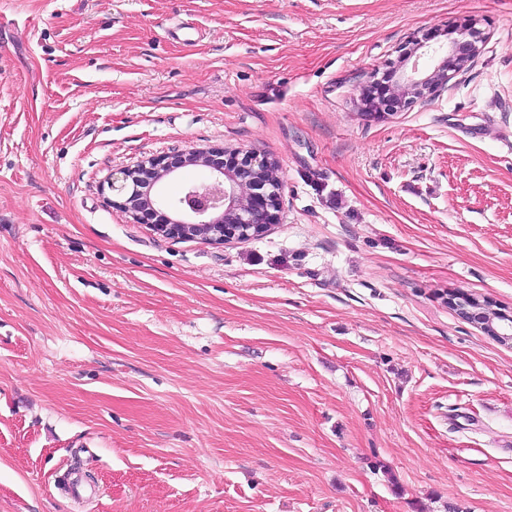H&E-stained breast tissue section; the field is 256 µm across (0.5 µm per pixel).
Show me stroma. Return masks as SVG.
<instances>
[{
	"label": "stroma",
	"instance_id": "1",
	"mask_svg": "<svg viewBox=\"0 0 512 512\" xmlns=\"http://www.w3.org/2000/svg\"><path fill=\"white\" fill-rule=\"evenodd\" d=\"M190 148L277 161L278 224L134 223L112 173ZM454 290L512 311V0H0V512H512V348ZM477 25V22H470L463 28H448L443 31L446 43L432 49L437 64L431 72L419 67L420 55H417V51L424 45L416 43L408 51H401L402 46L397 57L387 61L380 76L391 74L394 78L390 98L374 102L372 109L406 111L419 100L440 94L452 79L469 69L478 58L485 43V33Z\"/></svg>",
	"mask_w": 512,
	"mask_h": 512
}]
</instances>
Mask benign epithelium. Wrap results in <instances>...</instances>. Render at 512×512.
Instances as JSON below:
<instances>
[{"mask_svg":"<svg viewBox=\"0 0 512 512\" xmlns=\"http://www.w3.org/2000/svg\"><path fill=\"white\" fill-rule=\"evenodd\" d=\"M444 36L446 42L433 49L436 66L430 72L416 60L423 48L419 43L387 61L381 75L393 76L392 93L374 108L406 111L440 94L470 68L485 43V33L475 22L448 28ZM233 156L240 157L233 169L224 166L222 151L190 149L172 158L148 159L112 174L109 189L124 197L122 208L137 224H148L163 236L222 244L249 227L264 232L278 223L281 204L282 187L258 178L270 161L249 152L235 151ZM195 165L207 167L209 178L187 186L176 202H167L154 191L163 179Z\"/></svg>","mask_w":512,"mask_h":512,"instance_id":"benign-epithelium-1","label":"benign epithelium"}]
</instances>
